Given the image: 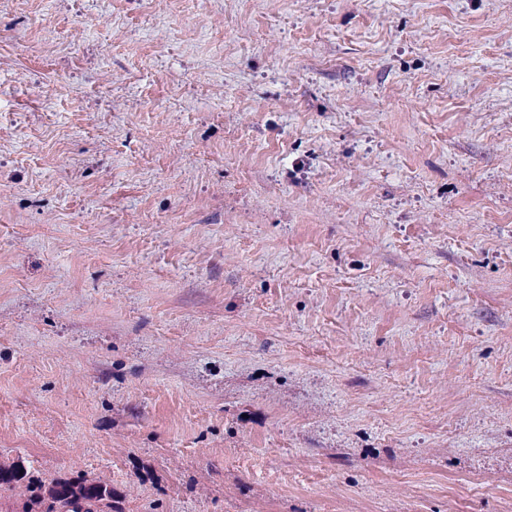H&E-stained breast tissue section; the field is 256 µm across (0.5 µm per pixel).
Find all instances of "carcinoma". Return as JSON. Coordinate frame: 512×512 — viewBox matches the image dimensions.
<instances>
[{
  "label": "carcinoma",
  "mask_w": 512,
  "mask_h": 512,
  "mask_svg": "<svg viewBox=\"0 0 512 512\" xmlns=\"http://www.w3.org/2000/svg\"><path fill=\"white\" fill-rule=\"evenodd\" d=\"M0 483L18 489L15 506L5 512H112V484L83 474L59 477L46 484L21 466L0 465Z\"/></svg>",
  "instance_id": "1"
}]
</instances>
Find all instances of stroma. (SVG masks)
I'll return each instance as SVG.
<instances>
[{
  "label": "stroma",
  "instance_id": "35a3bbf8",
  "mask_svg": "<svg viewBox=\"0 0 512 512\" xmlns=\"http://www.w3.org/2000/svg\"><path fill=\"white\" fill-rule=\"evenodd\" d=\"M0 463L512 512V0H0Z\"/></svg>",
  "mask_w": 512,
  "mask_h": 512
}]
</instances>
